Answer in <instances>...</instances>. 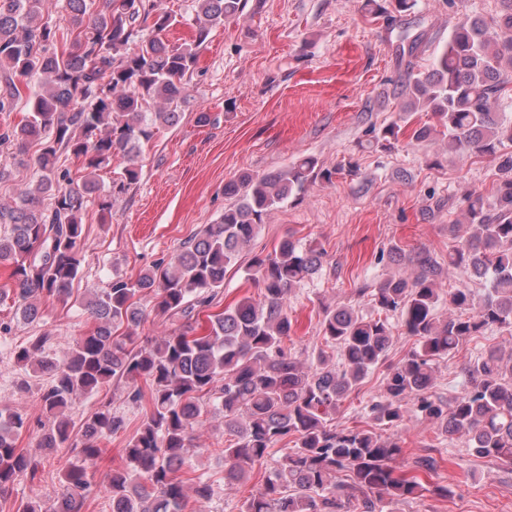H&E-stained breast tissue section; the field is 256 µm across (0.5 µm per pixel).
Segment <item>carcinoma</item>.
<instances>
[{
	"label": "carcinoma",
	"mask_w": 512,
	"mask_h": 512,
	"mask_svg": "<svg viewBox=\"0 0 512 512\" xmlns=\"http://www.w3.org/2000/svg\"><path fill=\"white\" fill-rule=\"evenodd\" d=\"M246 2L193 0L195 37L171 43L165 33L181 20L161 0H67L64 29L43 21L47 0H0V112L14 111L22 99L27 106L22 123L0 127V145L36 148L38 173L34 187L0 204V263L14 265V302L24 322L40 318L42 301L70 296L85 264L80 241L88 204L97 203L101 223L112 216V207L139 179L138 158L154 130L178 124L185 79L196 69L200 46L214 28L239 19ZM498 3L488 20L458 21L446 40L423 32L401 35L408 42L398 84L404 111L430 112L437 124L409 130L390 122L376 137L388 149L406 138L493 158L489 189L459 200L469 232L448 253L449 264L486 284L484 293L450 288L443 296L439 257L395 245L378 261L388 258L405 271L356 290L369 298L376 316L351 305L324 307L321 342L307 365L302 352L288 346V293L321 272L327 251L288 236L273 252L252 258L248 276L257 296L225 308L209 333L192 334L196 311L221 292L227 269L265 218L317 180L331 181L333 171L304 155L225 184L230 203L220 222L184 242L174 261L158 262L135 279L114 278L95 293L87 302L95 328L75 338L65 356L43 355L48 332L15 347L20 388L30 386L33 364L49 378L40 396L52 417L50 425H41L40 448L49 452L77 448L83 459H92L104 439L125 429L124 416L103 405L82 422V440L75 442L67 411L77 398L113 381L129 383L134 403L149 389L150 408L124 449L123 463L107 479L112 512H185L190 493L209 501L210 479L199 475L188 486L183 474L198 452L195 428L216 414L224 416L228 436L220 449L224 483L247 480L277 444L286 449L241 512H344L352 502L359 512H383L386 500H413L428 491L447 496L448 488L423 483L439 467L433 455H418L399 469L393 466L402 454L398 440L373 428L331 424L349 395L386 361L394 317L417 347L387 366L381 393L365 407L367 417L376 426L397 428L409 397L416 418L450 440L465 438L472 455L512 465V358L490 347L469 362L467 385L452 401L436 391L438 362L462 344L494 331L512 336V118L502 105L512 92V0ZM427 50L430 69L420 71L414 59ZM152 104L158 106L153 112ZM69 157L82 165L78 179L65 165ZM115 158L124 167L106 187L98 171ZM145 296L172 328L138 347L118 330L140 324ZM445 299L451 313L443 318ZM29 426L28 413L0 407V497L18 479L37 476L38 463L16 447ZM62 484L52 512H81L93 477L72 462Z\"/></svg>",
	"instance_id": "cac0c4a2"
}]
</instances>
